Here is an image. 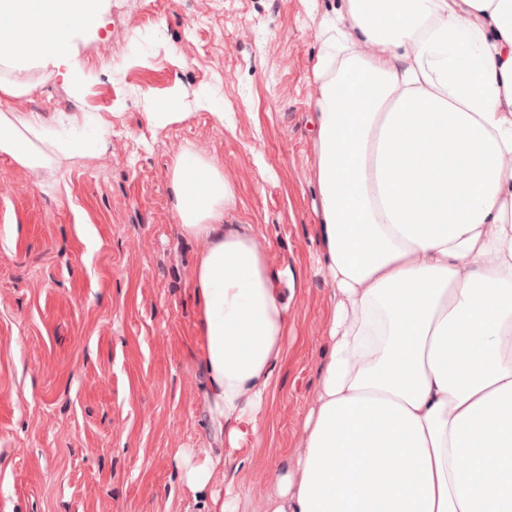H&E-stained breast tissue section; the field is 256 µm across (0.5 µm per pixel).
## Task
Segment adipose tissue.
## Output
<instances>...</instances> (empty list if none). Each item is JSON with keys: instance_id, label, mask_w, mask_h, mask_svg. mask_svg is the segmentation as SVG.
Masks as SVG:
<instances>
[{"instance_id": "1", "label": "adipose tissue", "mask_w": 512, "mask_h": 512, "mask_svg": "<svg viewBox=\"0 0 512 512\" xmlns=\"http://www.w3.org/2000/svg\"><path fill=\"white\" fill-rule=\"evenodd\" d=\"M102 0H0V153L91 156L9 108L19 73L61 69ZM314 161L331 350L304 451L276 467L267 512H512V0H338L313 68ZM192 283L204 399L237 447L259 433L288 329L284 270L213 158L171 175Z\"/></svg>"}]
</instances>
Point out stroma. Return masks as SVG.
Returning <instances> with one entry per match:
<instances>
[{
    "label": "stroma",
    "mask_w": 512,
    "mask_h": 512,
    "mask_svg": "<svg viewBox=\"0 0 512 512\" xmlns=\"http://www.w3.org/2000/svg\"><path fill=\"white\" fill-rule=\"evenodd\" d=\"M84 30L79 88L34 72L14 111L92 157L25 168L0 154V512H205L233 482L265 512L274 467L294 462L330 343L333 299L318 238L312 68L328 0H107ZM179 93L180 120L148 114ZM223 118L199 108L203 96ZM214 157L274 269L288 330L258 435L228 450L203 398L197 246L181 235L171 174L182 150ZM217 459L210 491L182 480V450Z\"/></svg>",
    "instance_id": "1"
}]
</instances>
